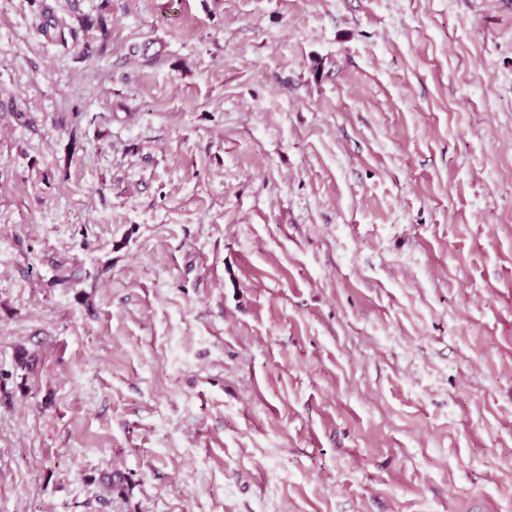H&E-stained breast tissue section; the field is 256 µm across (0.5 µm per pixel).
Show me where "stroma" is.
<instances>
[{
  "mask_svg": "<svg viewBox=\"0 0 512 512\" xmlns=\"http://www.w3.org/2000/svg\"><path fill=\"white\" fill-rule=\"evenodd\" d=\"M0 512H512V0H0Z\"/></svg>",
  "mask_w": 512,
  "mask_h": 512,
  "instance_id": "35a3bbf8",
  "label": "stroma"
}]
</instances>
